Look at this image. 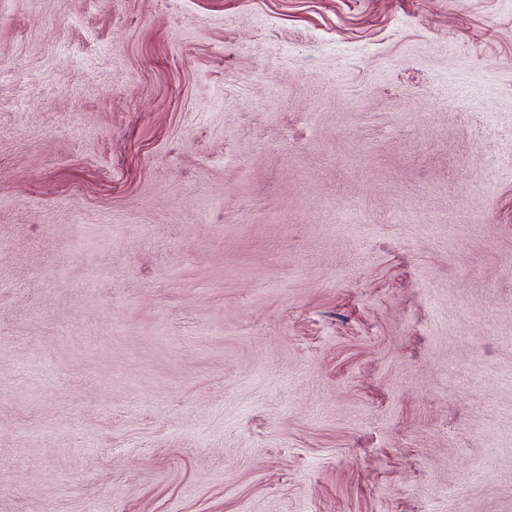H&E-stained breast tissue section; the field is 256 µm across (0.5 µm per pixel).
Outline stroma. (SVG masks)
Returning a JSON list of instances; mask_svg holds the SVG:
<instances>
[{"label": "stroma", "mask_w": 512, "mask_h": 512, "mask_svg": "<svg viewBox=\"0 0 512 512\" xmlns=\"http://www.w3.org/2000/svg\"><path fill=\"white\" fill-rule=\"evenodd\" d=\"M0 512H512V0H0Z\"/></svg>", "instance_id": "35a3bbf8"}]
</instances>
